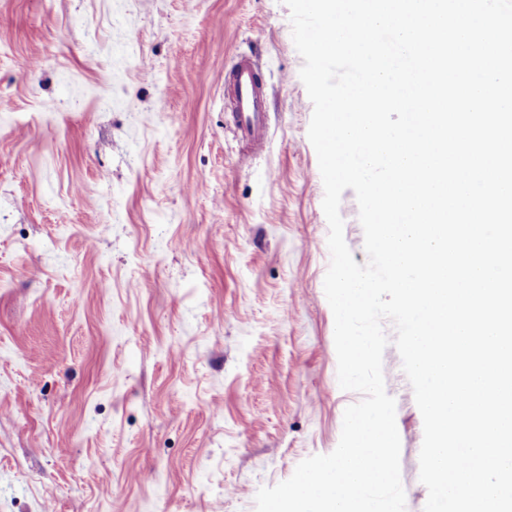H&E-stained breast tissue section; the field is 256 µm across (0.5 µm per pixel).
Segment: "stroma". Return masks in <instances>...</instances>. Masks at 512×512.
<instances>
[{
	"label": "stroma",
	"instance_id": "stroma-1",
	"mask_svg": "<svg viewBox=\"0 0 512 512\" xmlns=\"http://www.w3.org/2000/svg\"><path fill=\"white\" fill-rule=\"evenodd\" d=\"M251 56L265 151L224 70ZM281 0H0V512H255L331 453L313 105ZM406 512L423 419L395 345ZM231 121L245 156L264 151L267 143V91L259 68L249 56H239L224 71Z\"/></svg>",
	"mask_w": 512,
	"mask_h": 512
}]
</instances>
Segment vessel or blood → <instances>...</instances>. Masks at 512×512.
Segmentation results:
<instances>
[{
    "label": "vessel or blood",
    "instance_id": "1",
    "mask_svg": "<svg viewBox=\"0 0 512 512\" xmlns=\"http://www.w3.org/2000/svg\"><path fill=\"white\" fill-rule=\"evenodd\" d=\"M231 121L246 155L264 151L267 143V91L259 68L251 57L241 56L224 73Z\"/></svg>",
    "mask_w": 512,
    "mask_h": 512
}]
</instances>
